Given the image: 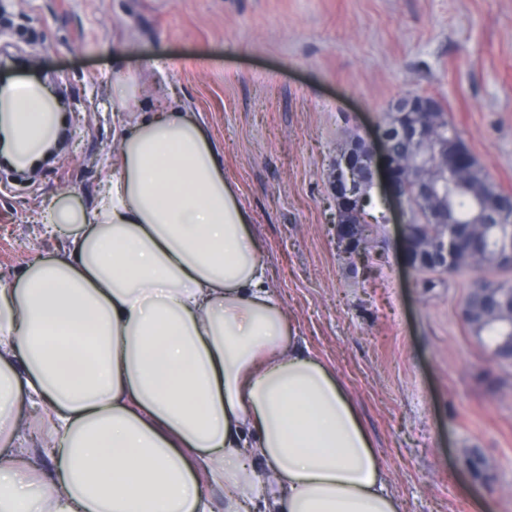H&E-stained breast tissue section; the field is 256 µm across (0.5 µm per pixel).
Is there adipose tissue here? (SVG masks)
Segmentation results:
<instances>
[{
    "label": "adipose tissue",
    "instance_id": "obj_1",
    "mask_svg": "<svg viewBox=\"0 0 512 512\" xmlns=\"http://www.w3.org/2000/svg\"><path fill=\"white\" fill-rule=\"evenodd\" d=\"M135 94L117 76L92 206L48 205L55 247L0 281V512H215V488L224 512H403L341 376L300 342L199 113L125 119ZM57 108L1 85L7 147Z\"/></svg>",
    "mask_w": 512,
    "mask_h": 512
}]
</instances>
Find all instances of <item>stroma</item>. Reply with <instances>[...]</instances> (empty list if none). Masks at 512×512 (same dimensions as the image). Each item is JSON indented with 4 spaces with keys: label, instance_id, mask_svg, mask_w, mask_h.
Returning a JSON list of instances; mask_svg holds the SVG:
<instances>
[{
    "label": "stroma",
    "instance_id": "obj_1",
    "mask_svg": "<svg viewBox=\"0 0 512 512\" xmlns=\"http://www.w3.org/2000/svg\"><path fill=\"white\" fill-rule=\"evenodd\" d=\"M0 65L69 100L72 138L35 179L0 170L1 277L47 250L49 202L92 204L116 71L133 110L173 92L220 145L289 317L354 397L407 512H512V363L462 317L472 276L409 268L399 224L374 229L364 276L337 249L329 185L338 146L378 143L422 93L512 195V0H0Z\"/></svg>",
    "mask_w": 512,
    "mask_h": 512
}]
</instances>
